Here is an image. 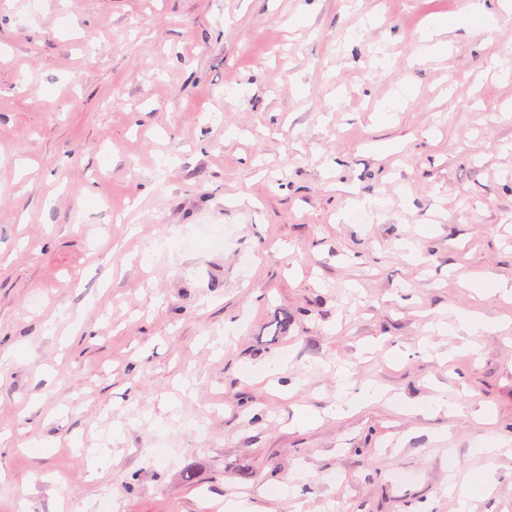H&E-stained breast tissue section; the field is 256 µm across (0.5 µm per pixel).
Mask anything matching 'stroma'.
Returning <instances> with one entry per match:
<instances>
[{
    "mask_svg": "<svg viewBox=\"0 0 512 512\" xmlns=\"http://www.w3.org/2000/svg\"><path fill=\"white\" fill-rule=\"evenodd\" d=\"M465 3L0 0V512H512V12Z\"/></svg>",
    "mask_w": 512,
    "mask_h": 512,
    "instance_id": "stroma-1",
    "label": "stroma"
}]
</instances>
